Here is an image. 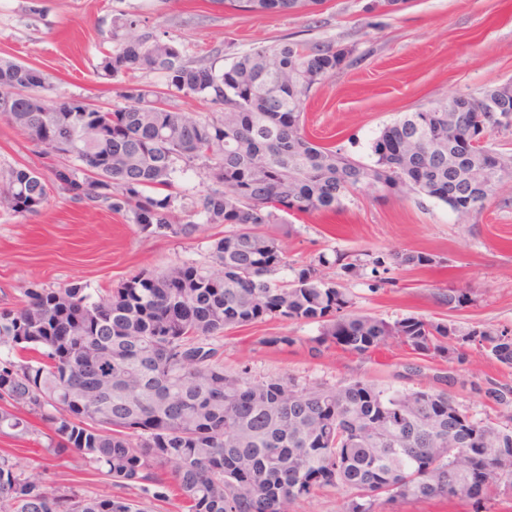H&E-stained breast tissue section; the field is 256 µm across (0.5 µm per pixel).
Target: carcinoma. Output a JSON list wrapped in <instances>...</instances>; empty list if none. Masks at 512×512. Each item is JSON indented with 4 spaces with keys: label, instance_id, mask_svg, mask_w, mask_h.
I'll return each instance as SVG.
<instances>
[{
    "label": "carcinoma",
    "instance_id": "1",
    "mask_svg": "<svg viewBox=\"0 0 512 512\" xmlns=\"http://www.w3.org/2000/svg\"><path fill=\"white\" fill-rule=\"evenodd\" d=\"M325 0H224L260 15L312 10ZM140 21H114V48L102 75L149 69L168 90L224 105L217 117L167 107L160 93L129 84L124 104L88 110L58 99L50 105L49 77L30 78V66L0 59V91L17 94L26 112L0 116L45 155L71 160L47 181L18 166L0 176V209L37 213L57 193L87 208L130 217L149 234L191 239L194 216L231 230L212 244L214 267L174 265L136 275L91 299L73 284L32 285L14 308L0 309V434L44 441L53 455L74 452L119 489L91 496L53 487L0 455V512H146L121 490L164 499L161 474L172 477L188 512H291L299 497L324 487L350 491L349 512H372L389 501L484 498L480 478L507 469L512 476V427L466 413H448L447 387L383 390L355 381L338 387L290 380L250 381L224 373L226 328L277 316L314 320L326 343L366 354L400 343L421 356L449 360L459 341H471L512 367V336L492 329L461 332L445 321L406 317L393 323L348 311L350 300L328 281L333 263L351 272L359 259L321 256L293 282L273 279L285 264L283 244L268 232L279 212L343 209L358 187L373 184L397 195L438 200L467 216L481 212L497 182L512 174L479 139L474 114L488 133L512 126V83L481 96L462 93L409 112L385 127L367 164L306 136L302 117L311 88L336 72L351 50L331 42L282 41L233 57L226 66L187 61L171 41L134 35ZM204 170L209 184L191 210L174 220L173 184L186 167ZM397 267H423L424 253L393 252ZM471 289L450 288L441 301L453 310L471 302ZM484 395L512 406V386L488 381ZM467 455L469 468L455 454Z\"/></svg>",
    "mask_w": 512,
    "mask_h": 512
}]
</instances>
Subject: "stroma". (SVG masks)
Instances as JSON below:
<instances>
[{"instance_id": "stroma-1", "label": "stroma", "mask_w": 512, "mask_h": 512, "mask_svg": "<svg viewBox=\"0 0 512 512\" xmlns=\"http://www.w3.org/2000/svg\"><path fill=\"white\" fill-rule=\"evenodd\" d=\"M369 0H325L313 14L250 16L225 8L224 0H0V57L44 70L53 83L47 99L60 96L121 104L124 77L97 75L112 50V21L138 18V33L175 43L186 59L225 66L228 52L243 54L277 41H331L353 48L352 64L315 85L307 101L305 130L311 141L368 163L379 132L406 113L480 94L512 82V0H406L390 13H370ZM63 159L41 154L0 118V173L15 166L53 180ZM286 264L277 280H292L318 257L345 253L360 258L357 275L326 268L339 282L354 314L388 322L409 316L453 320L459 330L491 328L512 333V177L498 182L481 213L460 216L426 196L407 198L362 186L342 210L286 213ZM224 224L204 225L191 239L149 235L128 217L89 209L55 196L40 212H0V308L16 306L23 288L36 284L83 286L92 296L111 292L140 271L182 263L210 268L211 244ZM394 251L426 252L425 268H378ZM472 289L465 307L449 311L439 299L449 286ZM314 321H265L225 330V374L252 381L290 379L299 385L337 387L360 380L382 389L410 391L433 375L453 372L449 393L463 412L506 424L512 407L481 390L493 379L512 386V368L470 345L463 358L426 362L421 376L403 366L414 353L404 346L359 355L333 345L310 348L320 334ZM0 454L40 474L47 485H79L92 496L111 494L78 454L54 456L28 439L0 436ZM373 512H512L504 482L487 498H411L381 501Z\"/></svg>"}]
</instances>
